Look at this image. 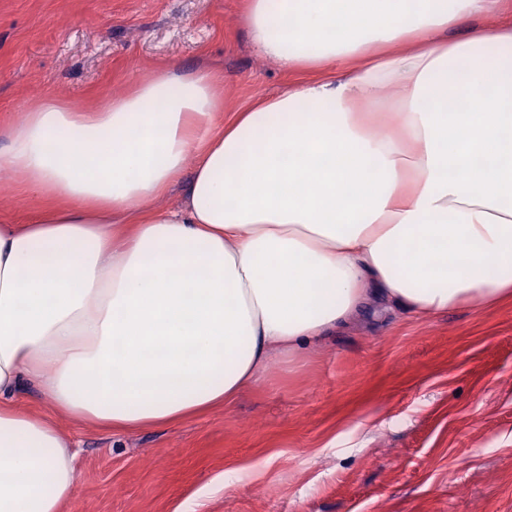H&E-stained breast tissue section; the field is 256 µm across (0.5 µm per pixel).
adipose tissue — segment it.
Returning a JSON list of instances; mask_svg holds the SVG:
<instances>
[{
	"label": "adipose tissue",
	"instance_id": "adipose-tissue-1",
	"mask_svg": "<svg viewBox=\"0 0 512 512\" xmlns=\"http://www.w3.org/2000/svg\"><path fill=\"white\" fill-rule=\"evenodd\" d=\"M490 3L249 0L262 56L327 77L219 126L221 76L176 68L0 129V174L63 202L0 224V512H63L77 488L25 386L78 422L167 425L368 297L419 321L512 300V27L480 24ZM186 172L180 209L112 222Z\"/></svg>",
	"mask_w": 512,
	"mask_h": 512
}]
</instances>
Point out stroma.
I'll return each instance as SVG.
<instances>
[{
  "label": "stroma",
  "instance_id": "stroma-1",
  "mask_svg": "<svg viewBox=\"0 0 512 512\" xmlns=\"http://www.w3.org/2000/svg\"><path fill=\"white\" fill-rule=\"evenodd\" d=\"M248 0H0V128L52 97L93 108L169 66L222 72L224 112L319 78L259 55ZM52 205L22 176L0 224ZM52 418L77 451L64 512H512V302L428 321L368 301L229 405L115 431Z\"/></svg>",
  "mask_w": 512,
  "mask_h": 512
}]
</instances>
